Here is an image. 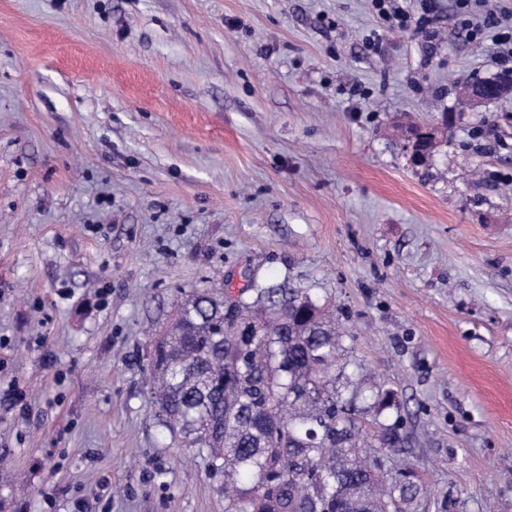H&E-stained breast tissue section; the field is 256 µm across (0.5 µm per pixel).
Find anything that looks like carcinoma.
I'll list each match as a JSON object with an SVG mask.
<instances>
[{
    "label": "carcinoma",
    "mask_w": 512,
    "mask_h": 512,
    "mask_svg": "<svg viewBox=\"0 0 512 512\" xmlns=\"http://www.w3.org/2000/svg\"><path fill=\"white\" fill-rule=\"evenodd\" d=\"M334 311L288 280L232 302L223 287L194 290L150 338L148 403L161 426L224 477L225 512H417L430 492L415 472L379 470L361 438L363 389L348 370ZM378 448L397 450L401 417L382 418Z\"/></svg>",
    "instance_id": "obj_1"
}]
</instances>
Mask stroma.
<instances>
[{"label":"stroma","instance_id":"35a3bbf8","mask_svg":"<svg viewBox=\"0 0 512 512\" xmlns=\"http://www.w3.org/2000/svg\"><path fill=\"white\" fill-rule=\"evenodd\" d=\"M455 10L0 0V512H224L147 344L246 269L335 305L426 512H512V95L461 106L501 68ZM400 122L449 140L412 165ZM434 0H415L419 8L416 13H410L402 7H392L395 0H370L373 10L378 17L387 21L394 22L389 26L390 29L422 31L426 29L432 19L430 15L434 12Z\"/></svg>","mask_w":512,"mask_h":512}]
</instances>
